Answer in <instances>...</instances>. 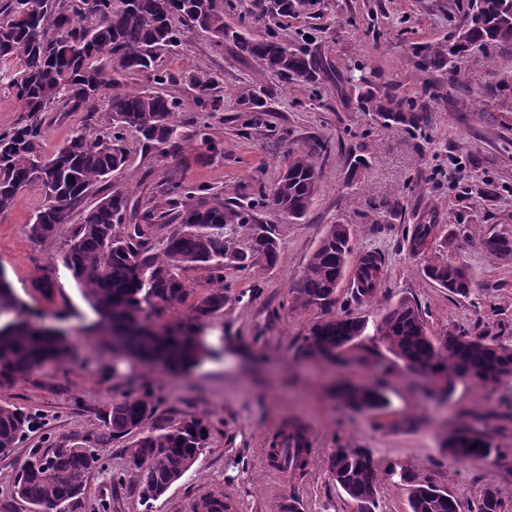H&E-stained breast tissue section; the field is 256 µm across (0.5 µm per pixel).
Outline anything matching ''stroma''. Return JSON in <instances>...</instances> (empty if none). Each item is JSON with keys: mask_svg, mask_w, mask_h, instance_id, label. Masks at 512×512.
Returning <instances> with one entry per match:
<instances>
[{"mask_svg": "<svg viewBox=\"0 0 512 512\" xmlns=\"http://www.w3.org/2000/svg\"><path fill=\"white\" fill-rule=\"evenodd\" d=\"M469 0H323L314 17L286 19L289 40L306 48L324 69L320 80L302 83L274 76L258 61L232 47L216 48L202 33H184L180 45L163 56L178 97V124L206 120L219 147L210 153L194 145L176 157L144 152L128 135L129 159L116 182L147 199L158 182L175 178L204 187L209 197L242 201L271 186L294 150H318L319 190L303 220L274 213L280 258L275 267L227 271L228 301L222 315L207 320L208 341L223 337L224 352L191 372L151 367L122 355L100 354L93 336L99 318L62 262L29 235L41 204L37 191L18 194L0 212V268L28 310L43 325L60 327L72 354L0 386V402L36 414L23 447L0 459V512H26L9 487L32 452H46L61 437L99 431V415L129 383L149 385L162 401L163 416H208L210 446L195 467L167 495L144 508L135 477L112 481L122 471L125 445L107 443L104 466L86 480L80 512H193L207 494H221L236 512H281L294 499L297 512H353L325 469L337 448H369L382 465L405 466L419 479L448 488L464 512L489 489L512 512V379L495 387L458 383L448 400L428 397L425 377L406 371L375 336L345 348L333 362L303 357L299 348L323 318L316 308H293L289 285L306 265L332 224L348 225L352 252L349 274L336 294V315L376 319L407 298L420 306L433 334L477 331L512 342V255L495 257L487 238H512V85L502 73L512 68V52L494 70L482 49L449 56L446 66L422 69L416 48L453 44ZM362 67L372 88L413 101L416 112L403 118L362 111L357 88L348 82ZM201 69L217 77V109L201 113L196 93L184 79ZM456 83H449V73ZM267 92L262 124L246 128L240 93ZM107 110L98 101L88 111L65 118L46 113L45 147L54 150L75 131L102 124ZM460 164L458 182L448 178L449 161ZM422 224L433 225L426 251L409 240ZM445 248L449 261L465 265L474 280L469 297L452 295L424 275L431 251ZM373 255L381 262V282L370 298L356 296L354 269ZM55 267L51 296L33 282L41 266ZM65 320H58L61 311ZM382 385L389 400L376 415L353 411L332 396L340 384ZM415 427H405L407 418ZM300 420L312 441V465L300 479L284 482L267 465L266 448L286 419ZM459 431L490 436L508 449L502 459L457 464L443 455L444 439Z\"/></svg>", "mask_w": 512, "mask_h": 512, "instance_id": "35a3bbf8", "label": "stroma"}]
</instances>
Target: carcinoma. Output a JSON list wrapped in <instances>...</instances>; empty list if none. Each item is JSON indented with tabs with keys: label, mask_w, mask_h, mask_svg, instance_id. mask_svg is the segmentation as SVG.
Wrapping results in <instances>:
<instances>
[{
	"label": "carcinoma",
	"mask_w": 512,
	"mask_h": 512,
	"mask_svg": "<svg viewBox=\"0 0 512 512\" xmlns=\"http://www.w3.org/2000/svg\"><path fill=\"white\" fill-rule=\"evenodd\" d=\"M3 0L0 4V61H18L8 89L21 103L23 115L0 132V212L9 209L18 193L35 190L42 204L30 225L32 239L59 243L64 266L102 327V351L130 353L145 362L162 355L176 369L188 371L218 352L199 338L197 324L224 311V272L251 271L279 260L275 225L262 219L271 211L299 220L305 217L318 189L319 172L312 148L288 157V165L271 187H260L247 204H211L205 189L183 181L159 183L147 203L112 182L127 162L128 132L138 136L147 151L176 156L182 146L201 142L208 151L215 144L201 129L188 132L175 123L180 104L158 91L173 81L162 65V53L179 46L184 30L208 33L216 47L230 41L243 56L264 65L274 75L299 82L318 79L319 68L302 49L271 29L286 17L308 13L310 0ZM238 12L239 26L224 22V14ZM265 34L255 37V28ZM455 47L479 45L492 65L495 51L512 48V0H474L455 33ZM446 56L440 45L425 47L422 62L439 67ZM144 75L152 86L127 89L126 78ZM185 79L203 108L216 110V79L203 70ZM105 90L112 91L103 125L76 132L51 155L44 151V115L77 112L94 105ZM357 101L367 112L388 116L405 110L408 101L368 89ZM248 128L259 123L260 93L246 89L240 98ZM80 212L79 222L65 237L59 227ZM179 228L168 235L172 222ZM434 225L421 224L411 238L420 252ZM492 255L512 253V240L494 236L485 241ZM351 253L350 230L332 224L310 254L301 275L290 287L293 302L325 312L336 305V289ZM205 272L210 288L195 296L183 274ZM425 276L460 297L470 293L468 270L444 257L424 268ZM380 263L363 258L355 272L358 296H371L380 283ZM196 297L188 321L177 322L169 334L148 333L144 325L163 319L173 308ZM25 306L0 269V384L30 375L68 354L59 332L19 318ZM380 337L407 371L429 378L433 391L448 398L457 383L474 381L494 386L512 378V343L482 333L448 332L435 336L419 306L408 299L368 321L341 315L313 326L301 353L305 357L336 360L341 350L365 335L368 328ZM335 396L359 413L376 414L388 405L383 389L341 385ZM149 388L131 390L112 399L99 416L104 432L78 439L63 438L43 453L32 454L27 467L9 489L28 512H76L85 493V479L101 468L100 448L108 440L127 441L124 473L135 476L140 498L148 505L165 496L209 448V422L198 416L162 417ZM34 418L23 409L0 404V457L28 439ZM312 448L306 428L297 420L284 423L266 449L270 465L283 476L303 477ZM459 463H476L502 455L488 437L456 433L444 448ZM332 481L354 505V512H375L380 473L399 478L407 487L410 512H460L461 505L447 489L420 480L406 468L381 464L369 448H337L327 460ZM497 491L489 489L476 512H504Z\"/></svg>",
	"instance_id": "obj_1"
}]
</instances>
